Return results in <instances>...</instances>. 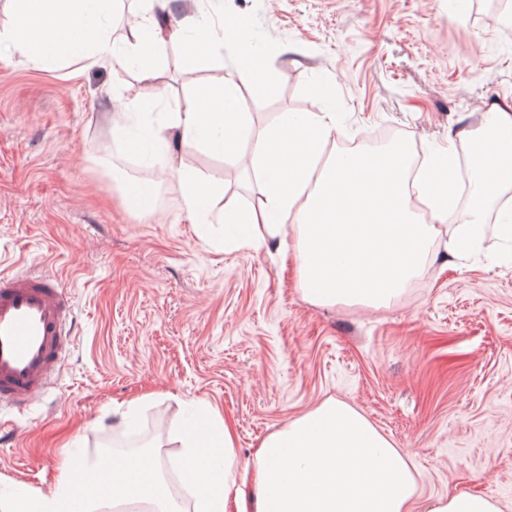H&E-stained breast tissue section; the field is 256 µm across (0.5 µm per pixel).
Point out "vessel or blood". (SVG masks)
<instances>
[{
  "label": "vessel or blood",
  "instance_id": "obj_1",
  "mask_svg": "<svg viewBox=\"0 0 512 512\" xmlns=\"http://www.w3.org/2000/svg\"><path fill=\"white\" fill-rule=\"evenodd\" d=\"M68 301L50 275L0 274V402L26 406L70 345Z\"/></svg>",
  "mask_w": 512,
  "mask_h": 512
}]
</instances>
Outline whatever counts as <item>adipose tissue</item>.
<instances>
[{"mask_svg": "<svg viewBox=\"0 0 512 512\" xmlns=\"http://www.w3.org/2000/svg\"><path fill=\"white\" fill-rule=\"evenodd\" d=\"M15 21L0 29V50L15 51L40 66L73 56L87 66L126 67L158 39V21L142 15L130 27L127 47L117 46L108 25L115 0H13ZM168 39L205 54L232 39L223 22L203 17L193 33L170 30ZM251 58L223 83L188 98L162 116L188 144L236 155L252 140L251 162L264 202L251 212L224 213V243L257 247L288 235L300 291L313 305L381 308L424 269L430 248L444 240L458 260L485 234V207L512 185V106L491 104L473 173V206L451 237L442 226L454 204L457 163L452 152L425 159L420 168L424 212L408 192L409 150L396 143L380 153H338L323 158L336 130L332 112L292 113L252 134L239 105V82L262 70ZM178 458L192 472L194 512H410L415 478L404 454L358 411L327 400L268 434L258 450L254 479L242 473L234 437L216 412L198 426L174 433ZM150 454L138 461L113 454L94 462L66 457L51 493L0 500V512H97L112 501L122 512H185Z\"/></svg>", "mask_w": 512, "mask_h": 512, "instance_id": "1", "label": "adipose tissue"}]
</instances>
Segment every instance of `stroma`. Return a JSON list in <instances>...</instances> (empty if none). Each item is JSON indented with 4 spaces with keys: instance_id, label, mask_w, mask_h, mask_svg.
Listing matches in <instances>:
<instances>
[{
    "instance_id": "35a3bbf8",
    "label": "stroma",
    "mask_w": 512,
    "mask_h": 512,
    "mask_svg": "<svg viewBox=\"0 0 512 512\" xmlns=\"http://www.w3.org/2000/svg\"><path fill=\"white\" fill-rule=\"evenodd\" d=\"M493 0H217L268 72L239 86L251 129L292 112L332 111L325 154L394 132L413 155L466 151L492 102L512 103V32ZM194 27L203 0H128ZM159 77L68 58L0 60V273L55 276L70 301L72 345L26 408H0V494L48 491L65 456L106 457L118 405L164 423L153 451L175 461L189 406L216 408L253 466L269 433L327 399L360 411L408 455L412 512L457 491L512 512V263L497 226L458 266L434 246L388 307L317 306L300 292L278 239L225 247L195 224L179 172L211 191L215 215L264 200L252 141L224 156L164 130L143 154L129 129L158 130L200 86L242 65L231 45L206 55L161 44ZM159 169L153 212L123 189L138 161Z\"/></svg>"
}]
</instances>
